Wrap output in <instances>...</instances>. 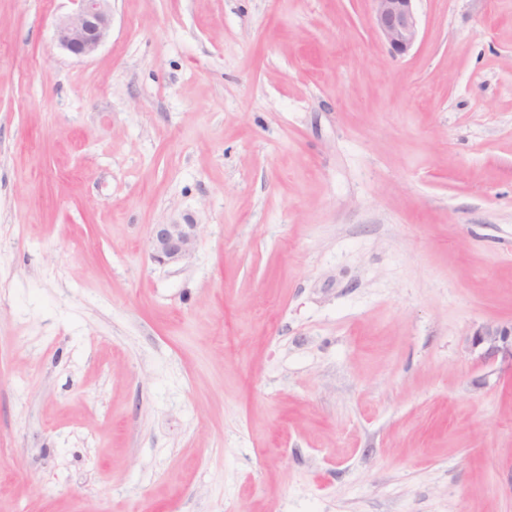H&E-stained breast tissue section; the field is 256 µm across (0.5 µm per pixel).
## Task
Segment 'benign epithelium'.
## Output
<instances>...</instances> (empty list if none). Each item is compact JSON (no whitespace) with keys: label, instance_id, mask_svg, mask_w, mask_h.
<instances>
[{"label":"benign epithelium","instance_id":"1","mask_svg":"<svg viewBox=\"0 0 512 512\" xmlns=\"http://www.w3.org/2000/svg\"><path fill=\"white\" fill-rule=\"evenodd\" d=\"M76 9L56 26L58 45L79 58L93 55L104 43L111 27L110 0H74ZM373 25L394 56L407 54L417 43L420 30L414 0H372ZM201 227L188 218L172 224H155L150 231L151 258L159 264L187 260ZM487 345L485 358L503 356L512 360V331L485 328L474 336Z\"/></svg>","mask_w":512,"mask_h":512}]
</instances>
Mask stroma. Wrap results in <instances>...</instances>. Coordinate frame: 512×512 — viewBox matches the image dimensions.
<instances>
[{"label": "stroma", "instance_id": "obj_1", "mask_svg": "<svg viewBox=\"0 0 512 512\" xmlns=\"http://www.w3.org/2000/svg\"><path fill=\"white\" fill-rule=\"evenodd\" d=\"M414 7L0 0V512H512V0ZM76 9L56 26L58 45L79 58L93 55L104 43L111 27V0H73ZM414 1L372 0L374 28L393 56L406 55L418 41L420 30ZM200 224L183 218L172 224H156L150 231L151 258L159 264H177L187 260L200 234ZM476 344H486L485 358L495 359L501 354L512 361V331L485 328L475 336Z\"/></svg>", "mask_w": 512, "mask_h": 512}]
</instances>
